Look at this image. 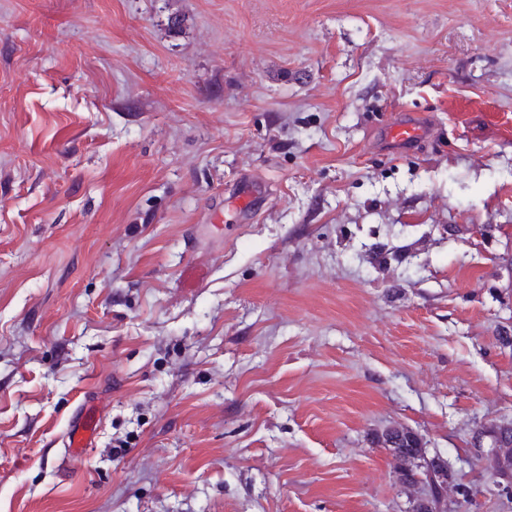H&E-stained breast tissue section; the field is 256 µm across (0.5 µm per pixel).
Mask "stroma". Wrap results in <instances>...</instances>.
I'll list each match as a JSON object with an SVG mask.
<instances>
[{"mask_svg":"<svg viewBox=\"0 0 512 512\" xmlns=\"http://www.w3.org/2000/svg\"><path fill=\"white\" fill-rule=\"evenodd\" d=\"M507 333L512 0H0V512H512ZM426 126L419 120L396 122L389 126L387 139L398 144H410L419 139L425 132ZM268 195V188L261 180L245 181L236 195L237 207L244 212H251ZM99 432V415L88 408L72 422L63 445L71 455H80L91 448ZM508 424H490L481 426L473 435L471 450L475 457L484 459L491 457L504 468L512 463V443H508L506 437L512 441V428L506 434ZM487 442H490L488 446ZM377 443L381 444L384 448H390V450L394 453L400 454L392 455L396 473H399L406 468L405 458L409 459L410 467H408L399 477L402 483L411 484L414 481V476L416 475H420L425 479H428L429 463L423 456H421V449L419 447H415L414 440L409 438H397L394 440L393 438H390L384 434L382 437L378 436ZM401 455H403L405 458ZM421 461L423 464H418ZM440 466L439 479L437 482L429 483L424 479H419L414 484L423 483L426 486L427 496H424L425 500H429V510L431 512L442 511L441 506L445 502V497L448 491H461V487L454 479L448 478V463L440 457L436 458Z\"/></svg>","mask_w":512,"mask_h":512,"instance_id":"35a3bbf8","label":"stroma"}]
</instances>
